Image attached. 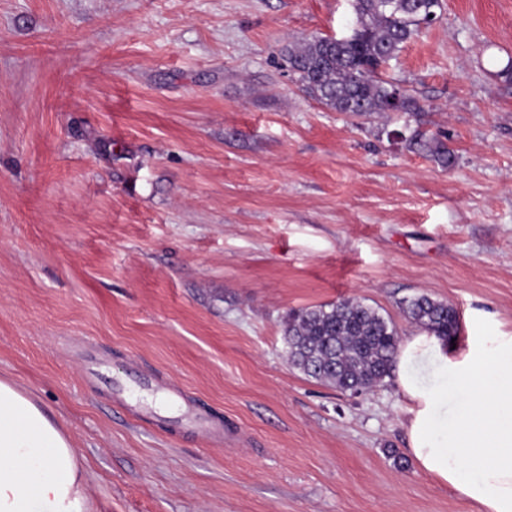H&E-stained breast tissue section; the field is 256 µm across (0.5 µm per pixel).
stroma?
I'll use <instances>...</instances> for the list:
<instances>
[{
  "label": "stroma",
  "instance_id": "35a3bbf8",
  "mask_svg": "<svg viewBox=\"0 0 512 512\" xmlns=\"http://www.w3.org/2000/svg\"><path fill=\"white\" fill-rule=\"evenodd\" d=\"M351 0H0V377L95 512H474L419 473L393 380L288 362L290 310L427 295L512 333V0H443L385 70L416 116L306 96L284 48ZM445 132V169L408 150ZM156 374L119 406L114 380ZM223 423L182 429L187 408Z\"/></svg>",
  "mask_w": 512,
  "mask_h": 512
}]
</instances>
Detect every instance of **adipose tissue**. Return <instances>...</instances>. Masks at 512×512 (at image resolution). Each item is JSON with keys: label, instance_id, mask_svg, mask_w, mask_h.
<instances>
[{"label": "adipose tissue", "instance_id": "adipose-tissue-1", "mask_svg": "<svg viewBox=\"0 0 512 512\" xmlns=\"http://www.w3.org/2000/svg\"><path fill=\"white\" fill-rule=\"evenodd\" d=\"M418 470L477 512H512V335L451 349L404 336L394 363ZM0 512H92L75 448L34 398L0 380Z\"/></svg>", "mask_w": 512, "mask_h": 512}]
</instances>
